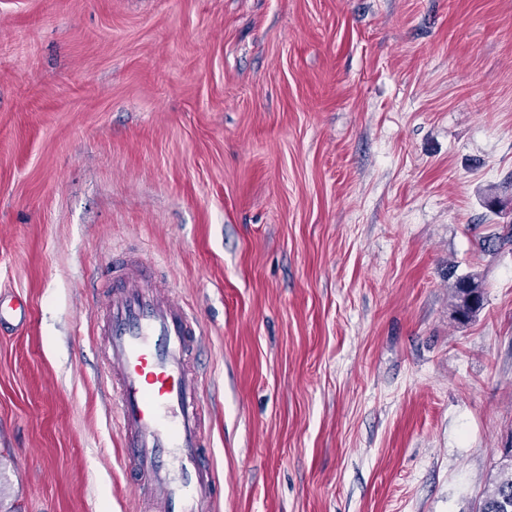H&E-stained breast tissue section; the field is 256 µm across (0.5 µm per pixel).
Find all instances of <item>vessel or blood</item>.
Segmentation results:
<instances>
[{
	"label": "vessel or blood",
	"mask_w": 512,
	"mask_h": 512,
	"mask_svg": "<svg viewBox=\"0 0 512 512\" xmlns=\"http://www.w3.org/2000/svg\"><path fill=\"white\" fill-rule=\"evenodd\" d=\"M99 297L103 371L127 474L151 490L155 512H215L206 403L189 364L204 341L197 319L169 283L124 256L105 270ZM28 315L25 302L0 296V329L24 326Z\"/></svg>",
	"instance_id": "obj_1"
}]
</instances>
